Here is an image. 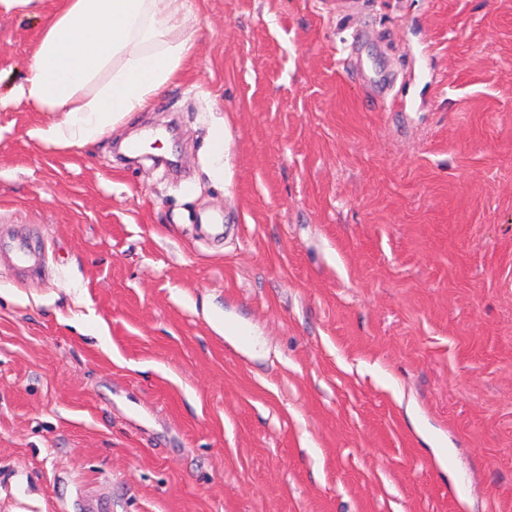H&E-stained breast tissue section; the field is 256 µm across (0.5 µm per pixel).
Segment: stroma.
<instances>
[{
    "label": "stroma",
    "instance_id": "1",
    "mask_svg": "<svg viewBox=\"0 0 512 512\" xmlns=\"http://www.w3.org/2000/svg\"><path fill=\"white\" fill-rule=\"evenodd\" d=\"M364 4L394 106L319 0H196L82 148L13 96L60 0L0 13V230L48 252L0 262V512H512V0ZM172 119L186 185L115 153ZM0 255L22 275L38 272L46 262L44 250L19 233L0 238Z\"/></svg>",
    "mask_w": 512,
    "mask_h": 512
}]
</instances>
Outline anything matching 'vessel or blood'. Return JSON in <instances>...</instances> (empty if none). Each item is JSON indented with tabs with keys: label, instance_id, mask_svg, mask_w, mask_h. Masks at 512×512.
Segmentation results:
<instances>
[{
	"label": "vessel or blood",
	"instance_id": "b4317fda",
	"mask_svg": "<svg viewBox=\"0 0 512 512\" xmlns=\"http://www.w3.org/2000/svg\"><path fill=\"white\" fill-rule=\"evenodd\" d=\"M358 0H323L327 11L346 18L351 23V33L344 42L346 66L355 72L360 86L373 101L386 102L395 84V74L375 70L364 58L365 44L376 41L373 24L361 18L356 5ZM0 256L22 275L38 272L46 262L44 250L25 235L15 233L0 238Z\"/></svg>",
	"mask_w": 512,
	"mask_h": 512
}]
</instances>
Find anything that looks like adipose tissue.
Masks as SVG:
<instances>
[{
	"mask_svg": "<svg viewBox=\"0 0 512 512\" xmlns=\"http://www.w3.org/2000/svg\"><path fill=\"white\" fill-rule=\"evenodd\" d=\"M192 0H65L45 22L18 95L58 113L32 137L85 147L148 109L193 52Z\"/></svg>",
	"mask_w": 512,
	"mask_h": 512,
	"instance_id": "ef3b65f1",
	"label": "adipose tissue"
}]
</instances>
